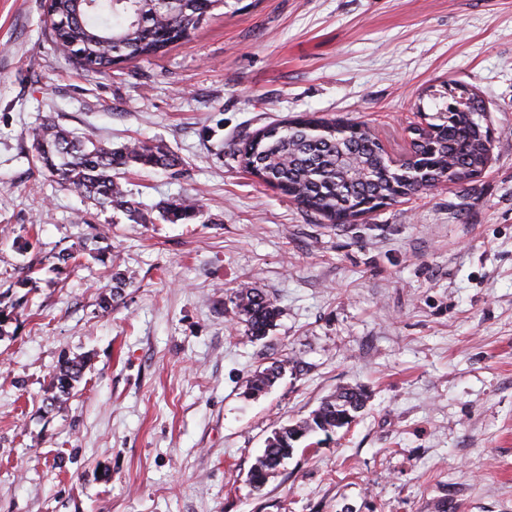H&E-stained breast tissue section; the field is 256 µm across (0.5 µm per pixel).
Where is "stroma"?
<instances>
[{"instance_id":"stroma-1","label":"stroma","mask_w":512,"mask_h":512,"mask_svg":"<svg viewBox=\"0 0 512 512\" xmlns=\"http://www.w3.org/2000/svg\"><path fill=\"white\" fill-rule=\"evenodd\" d=\"M450 80L494 131L471 182L332 224L238 162L248 136L303 113L366 124L399 157ZM47 121L161 145L180 172L122 169L146 223L87 206L37 159ZM179 195L196 219L163 217ZM114 272L127 285L105 310ZM245 287L281 309L258 341L232 318ZM9 304L0 512H512V0H227L190 40L104 73L56 47L47 0H0ZM65 355L89 363L54 408ZM277 360L275 385L245 396ZM356 384L370 399L349 426L249 486L277 428Z\"/></svg>"}]
</instances>
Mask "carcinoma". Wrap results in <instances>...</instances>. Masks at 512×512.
<instances>
[{
    "instance_id": "1",
    "label": "carcinoma",
    "mask_w": 512,
    "mask_h": 512,
    "mask_svg": "<svg viewBox=\"0 0 512 512\" xmlns=\"http://www.w3.org/2000/svg\"><path fill=\"white\" fill-rule=\"evenodd\" d=\"M224 0H48L50 35L76 65L88 72L104 73L113 59L135 61L151 58L168 47L191 38ZM470 104L452 116L441 106L430 116L431 131L415 134L411 149L393 160L378 136L365 124L352 123L354 132L344 136L340 120L300 115L282 125L256 131L241 155L244 168L323 219L335 224L355 221L357 205L376 197L392 202L426 192L444 183L468 181L464 171L488 161L491 141L483 126L486 108L479 95L467 88ZM37 159L57 182L79 191L93 206L112 207L128 213L137 224L143 215L137 203L115 177V171L133 164L172 170L178 158L163 146L134 141L119 149L83 140L53 123H43L34 134ZM197 199L181 196L164 207L172 222L196 217ZM110 294L100 298L103 308L121 296L124 275H112ZM233 314L252 340L265 338L281 315L274 298L255 288L238 292ZM86 361L66 359L57 376L58 393L51 405L61 407L72 383L81 378ZM285 364L276 362L246 380L245 393L260 394L280 378ZM367 401L358 386H343L323 399L310 416L274 431L263 454L251 467L249 483L263 487L308 434L327 435L352 422Z\"/></svg>"
}]
</instances>
